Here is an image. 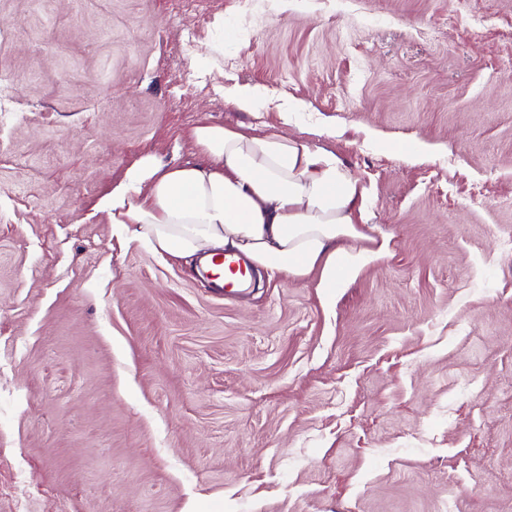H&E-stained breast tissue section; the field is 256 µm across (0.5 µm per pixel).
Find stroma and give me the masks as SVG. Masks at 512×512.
I'll list each match as a JSON object with an SVG mask.
<instances>
[{
  "mask_svg": "<svg viewBox=\"0 0 512 512\" xmlns=\"http://www.w3.org/2000/svg\"><path fill=\"white\" fill-rule=\"evenodd\" d=\"M1 72L0 512H512V0H0ZM203 122L336 152L387 255L220 296L116 238Z\"/></svg>",
  "mask_w": 512,
  "mask_h": 512,
  "instance_id": "1",
  "label": "stroma"
}]
</instances>
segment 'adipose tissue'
<instances>
[{"instance_id":"adipose-tissue-1","label":"adipose tissue","mask_w":512,"mask_h":512,"mask_svg":"<svg viewBox=\"0 0 512 512\" xmlns=\"http://www.w3.org/2000/svg\"><path fill=\"white\" fill-rule=\"evenodd\" d=\"M189 137L201 162L142 158L99 200L113 234L177 258L242 256L269 276L316 272L323 288L382 256L360 229L368 189L335 152L244 124L203 123Z\"/></svg>"}]
</instances>
